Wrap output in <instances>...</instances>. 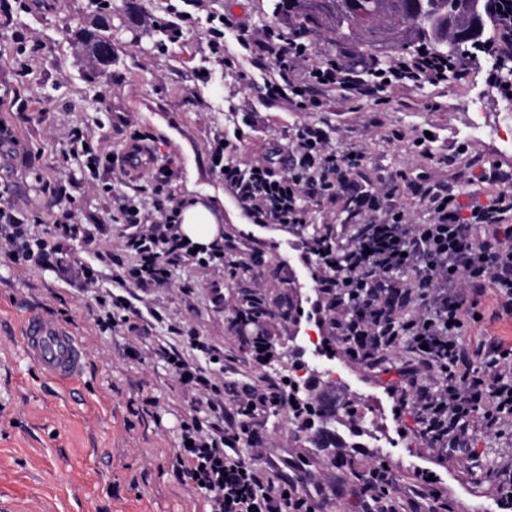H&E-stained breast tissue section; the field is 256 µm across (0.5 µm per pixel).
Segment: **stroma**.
I'll return each instance as SVG.
<instances>
[{
    "instance_id": "1",
    "label": "stroma",
    "mask_w": 512,
    "mask_h": 512,
    "mask_svg": "<svg viewBox=\"0 0 512 512\" xmlns=\"http://www.w3.org/2000/svg\"><path fill=\"white\" fill-rule=\"evenodd\" d=\"M114 36L120 42L111 65L89 56L78 32L94 29L89 0H45L38 13L0 7V126L13 136V155L0 165V182L18 199L37 231H49L57 198L71 201L84 232L58 240L61 263L28 268L0 257V512H207L204 491L182 483L175 470L181 424L190 416L213 420L208 406L192 408L193 395L160 356L176 346L211 374L225 398L243 387L288 383L303 362L296 336L318 338L325 362L339 366L352 386L313 371L311 401L332 400L338 423L315 438L290 408L270 407L249 419L258 440L237 446L258 464L288 473L303 464L311 483L329 489L314 499L315 512H361L360 478L387 458L402 460L396 495L402 512H465L479 501L474 487L489 469L512 461V425L477 435L473 456L441 463L435 447L418 432L412 411L398 408L392 390L398 371L412 361L405 345L382 352L375 363L354 360L331 335L328 310L316 291L314 236L331 227L344 237L356 234L346 196L336 203L311 202L307 224H258L224 184L210 149L223 142L225 160L247 167L286 143L303 122L327 124L337 150L364 154V174L374 187L398 173L426 172L430 181L459 176L462 201L489 202L512 194V180L491 183L484 171L512 172V153L500 150L506 99L489 87L482 71L468 79L394 89L388 101L359 107L332 101L324 112H296L287 102H265L247 80L253 70L234 39L224 54L231 66L210 61L201 32L191 31L165 50L151 35L171 21L178 0H115ZM27 30L32 46L18 55L14 34ZM481 97V114L466 99ZM128 117L113 125L112 112ZM489 133L472 138L474 117ZM85 126L101 154L121 153L134 135L144 136L159 163L173 170L170 191L195 199L219 216L225 246L223 263L176 268L161 286L123 281L137 264L123 247L124 225L112 221V198L99 191L72 150L69 132ZM402 139H394V132ZM468 152L449 162L458 145ZM98 272L94 284L81 276L84 266ZM125 296L143 318L137 332L118 326L103 332L95 324L99 302L108 294ZM257 304L267 349L256 354L252 337L237 319L243 303ZM494 290H487L482 320L470 322V346L494 339L512 345V320H492ZM54 319L85 351L78 379L68 384L47 377L25 356L21 330L26 318ZM199 337L201 352L189 344ZM379 398L394 436L389 455H381L359 435L366 396ZM436 474L432 495L413 492L422 470Z\"/></svg>"
}]
</instances>
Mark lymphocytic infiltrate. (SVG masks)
I'll return each instance as SVG.
<instances>
[{"label":"lymphocytic infiltrate","instance_id":"1","mask_svg":"<svg viewBox=\"0 0 512 512\" xmlns=\"http://www.w3.org/2000/svg\"><path fill=\"white\" fill-rule=\"evenodd\" d=\"M486 4L497 22L496 39L447 62L424 50L384 66L353 53L343 59L316 51L294 27L256 28L230 14H210L206 36L220 60L224 32L235 30L261 73L262 97L286 100L297 112L325 111L333 97L353 106L369 99L382 103L387 90L438 83L451 73L463 79L482 69L484 55L498 61L484 69L486 83L508 98L512 81L500 66L512 61V0ZM284 152L283 160L270 157L245 169L229 164L225 186L260 224L305 223L306 201L332 203L347 194L352 216L363 221L360 230L348 242L325 234L314 246L321 265L317 288L328 300L331 327L353 358H370L404 343L413 363L399 371L400 387L411 396L422 436L438 445L440 461L471 457L475 433L512 421V349L493 342L473 351L465 339L468 321L480 317L486 288L496 291L499 315L512 317V197L466 206L457 186L404 174V188L424 206L422 220L414 223L394 202V189L355 188L364 154L336 152L325 126H296ZM150 178L156 197L149 205L140 195L116 194L110 183L102 185L113 195L115 223L130 227L125 246L138 262L127 276L143 287L169 281L177 265L219 261L217 251L203 255L184 240L179 231L183 203L163 192L169 175L160 168ZM0 243L12 261L34 268L51 253L48 241L1 191ZM162 355L184 388L208 391V406L223 414L206 435L196 422L184 423L176 454L179 478L201 481L209 512H313L312 500L324 495V488L304 492L293 478L264 474L237 448L249 431L248 418L278 405L279 396L255 388L247 398L228 402L234 411L224 414L228 403L203 367L174 347ZM362 485V512H397L389 468L371 470Z\"/></svg>","mask_w":512,"mask_h":512}]
</instances>
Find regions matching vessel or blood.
Returning a JSON list of instances; mask_svg holds the SVG:
<instances>
[{"instance_id": "1", "label": "vessel or blood", "mask_w": 512, "mask_h": 512, "mask_svg": "<svg viewBox=\"0 0 512 512\" xmlns=\"http://www.w3.org/2000/svg\"><path fill=\"white\" fill-rule=\"evenodd\" d=\"M122 155L125 168L132 173L145 171L153 161L150 147L141 143L125 144ZM22 345L27 358L49 377L68 381L80 372L84 358L81 344L69 330L53 320L29 317Z\"/></svg>"}]
</instances>
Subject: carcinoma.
Here are the masks:
<instances>
[{
	"label": "carcinoma",
	"instance_id": "cac0c4a2",
	"mask_svg": "<svg viewBox=\"0 0 512 512\" xmlns=\"http://www.w3.org/2000/svg\"><path fill=\"white\" fill-rule=\"evenodd\" d=\"M276 13L295 20L308 38L319 36L327 44L352 41L381 64L387 51L404 54L423 47L449 59L495 34L483 0H277ZM109 30L107 24L85 35L104 65L112 64L115 53ZM297 404L305 429L324 434V413L305 399Z\"/></svg>",
	"mask_w": 512,
	"mask_h": 512
}]
</instances>
